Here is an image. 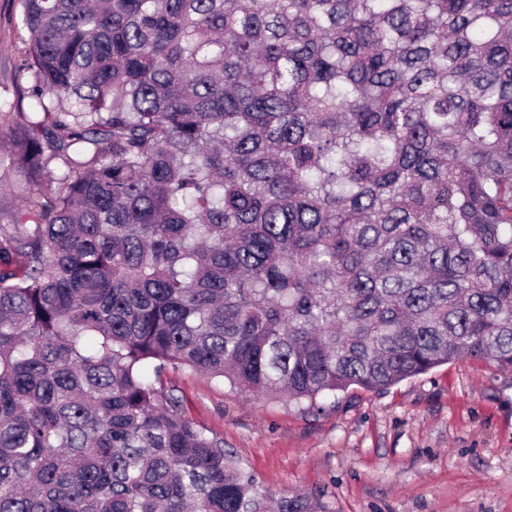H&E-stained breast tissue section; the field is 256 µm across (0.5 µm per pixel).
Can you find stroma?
<instances>
[{
	"label": "stroma",
	"mask_w": 512,
	"mask_h": 512,
	"mask_svg": "<svg viewBox=\"0 0 512 512\" xmlns=\"http://www.w3.org/2000/svg\"><path fill=\"white\" fill-rule=\"evenodd\" d=\"M22 0H0V125L37 111ZM165 388L263 489L322 512H512V373L462 360L296 405L181 369Z\"/></svg>",
	"instance_id": "35a3bbf8"
}]
</instances>
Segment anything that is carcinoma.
<instances>
[{
	"label": "carcinoma",
	"instance_id": "carcinoma-1",
	"mask_svg": "<svg viewBox=\"0 0 512 512\" xmlns=\"http://www.w3.org/2000/svg\"><path fill=\"white\" fill-rule=\"evenodd\" d=\"M22 2L0 512H321L168 367L311 405L512 372V0Z\"/></svg>",
	"mask_w": 512,
	"mask_h": 512
}]
</instances>
